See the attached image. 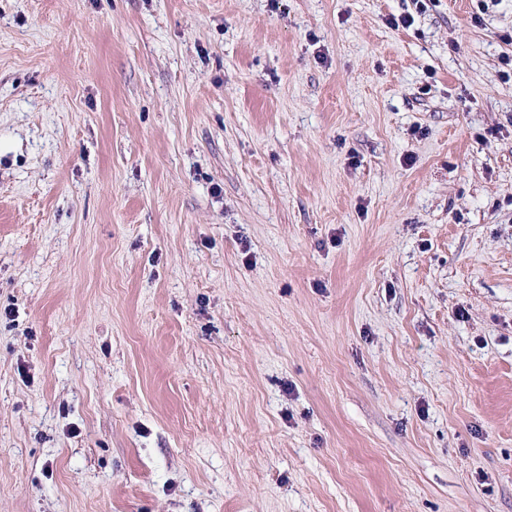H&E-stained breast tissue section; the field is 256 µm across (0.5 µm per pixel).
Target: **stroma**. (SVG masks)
I'll return each instance as SVG.
<instances>
[{"label":"stroma","instance_id":"35a3bbf8","mask_svg":"<svg viewBox=\"0 0 512 512\" xmlns=\"http://www.w3.org/2000/svg\"><path fill=\"white\" fill-rule=\"evenodd\" d=\"M0 512H512V0H0Z\"/></svg>","mask_w":512,"mask_h":512}]
</instances>
